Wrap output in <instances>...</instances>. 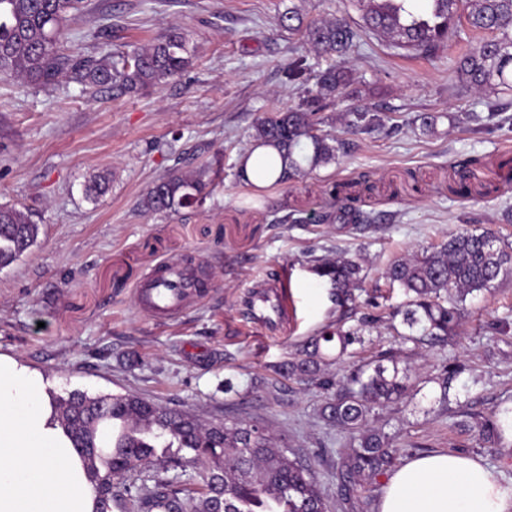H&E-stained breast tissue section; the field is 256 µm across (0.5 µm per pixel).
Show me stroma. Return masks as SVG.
Returning <instances> with one entry per match:
<instances>
[{"mask_svg": "<svg viewBox=\"0 0 512 512\" xmlns=\"http://www.w3.org/2000/svg\"><path fill=\"white\" fill-rule=\"evenodd\" d=\"M290 10L307 22H361L356 0H83L64 53L118 57L178 29L194 49L190 65L135 93L86 90L69 76L48 86L0 77V205L26 209L39 226L36 245L0 270V354L40 371L58 396L133 393L204 424L267 425L334 505L345 435L321 418L318 388L273 368L339 323L361 337L344 369L385 354L409 369L407 396L372 417L396 435L397 465L461 453L512 486V451L470 426L472 415L512 403V277L468 297L455 334L434 345L408 341V297L384 277L393 260L465 229L512 244V94L490 100L453 79L449 59L482 39L468 23L428 57L364 36L347 58L346 100L328 103L317 129L345 135L352 105L375 111L381 128L348 137L335 163L256 192L238 170L257 123L305 95L283 67L297 54L316 69L331 61L279 26ZM424 114L437 116L435 131L422 130ZM199 170L202 201L142 207L154 183ZM95 182L104 190L88 196ZM347 203L364 223L337 219ZM339 255L361 265L346 312L311 270ZM165 260L212 283L171 319L149 316L136 298ZM281 271L291 313L271 331L249 320L245 301Z\"/></svg>", "mask_w": 512, "mask_h": 512, "instance_id": "1", "label": "stroma"}]
</instances>
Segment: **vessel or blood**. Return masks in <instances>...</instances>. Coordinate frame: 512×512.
<instances>
[{"label": "vessel or blood", "mask_w": 512, "mask_h": 512, "mask_svg": "<svg viewBox=\"0 0 512 512\" xmlns=\"http://www.w3.org/2000/svg\"><path fill=\"white\" fill-rule=\"evenodd\" d=\"M207 284L188 274L176 262H162L142 283L137 294L144 311L154 317H166L183 309L189 298L200 296ZM249 310L254 323L279 330L288 323V291L282 280L268 283L264 292L255 294Z\"/></svg>", "instance_id": "vessel-or-blood-1"}]
</instances>
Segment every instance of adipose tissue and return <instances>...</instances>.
Wrapping results in <instances>:
<instances>
[{
  "mask_svg": "<svg viewBox=\"0 0 512 512\" xmlns=\"http://www.w3.org/2000/svg\"><path fill=\"white\" fill-rule=\"evenodd\" d=\"M95 503L43 376L0 355V512H94ZM375 512H512V489L471 457L418 456L388 475Z\"/></svg>",
  "mask_w": 512,
  "mask_h": 512,
  "instance_id": "adipose-tissue-1",
  "label": "adipose tissue"
}]
</instances>
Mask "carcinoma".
<instances>
[{"mask_svg": "<svg viewBox=\"0 0 512 512\" xmlns=\"http://www.w3.org/2000/svg\"><path fill=\"white\" fill-rule=\"evenodd\" d=\"M82 0H0V74L12 79L54 83L69 72L84 87L117 84L128 90L158 87L190 62L189 38L176 30L114 61L104 56L87 61L57 50L66 36L64 22ZM363 4L362 31L387 39L397 48L429 53L449 38L463 0H358ZM467 22L493 37L459 56L452 65L457 81L484 93L512 91V0H469ZM288 31H299L336 63L316 71L303 56L288 62L286 78L313 85L306 103L276 111L260 121L254 149L255 177L270 187L335 162L346 142L315 132L316 114L325 101L344 93L351 83L345 56L359 30L342 18L303 24L289 11L279 18ZM345 129L365 131L378 123L366 108H353ZM206 171L172 176L155 183L142 199L147 211L168 210L199 201ZM38 225L28 212L0 207V266L17 261L37 242ZM314 272L336 288V305L346 307L360 287L359 263L345 256L320 259ZM512 276V247L491 232L461 231L421 257L393 261L385 272L390 284L413 294L403 313L409 328L432 340L454 333L467 296L494 287ZM355 333L325 329L311 339L278 373L316 385L326 394L320 415L346 434V448L336 462L343 504L357 512L354 489L390 469L399 453L396 437L370 426V416L409 390L408 369L388 358L350 373L327 372L339 364ZM54 412L75 448H94L82 456L95 491L112 490L115 478L154 467L152 484L130 488L133 512H210L204 488L224 484V512H325L326 500L312 469L276 448L266 430L243 421L202 426L195 418L171 412L129 394L90 396L74 390L54 402ZM477 425L486 440L507 447L498 414ZM188 463L197 469L193 487L177 486L165 473Z\"/></svg>", "mask_w": 512, "mask_h": 512, "instance_id": "1", "label": "carcinoma"}]
</instances>
